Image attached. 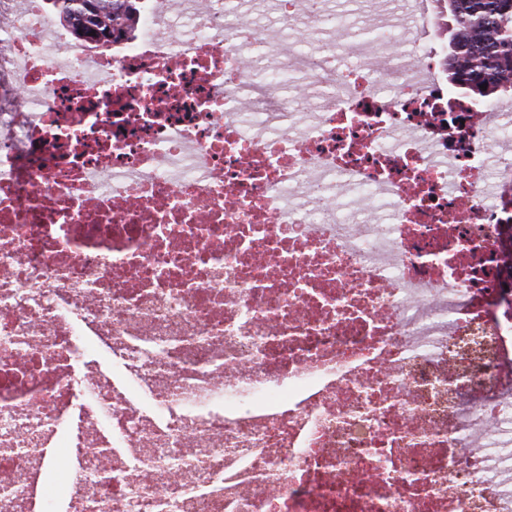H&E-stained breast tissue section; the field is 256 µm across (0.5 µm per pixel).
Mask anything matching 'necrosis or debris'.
Wrapping results in <instances>:
<instances>
[{"instance_id":"4bbe7bcc","label":"necrosis or debris","mask_w":512,"mask_h":512,"mask_svg":"<svg viewBox=\"0 0 512 512\" xmlns=\"http://www.w3.org/2000/svg\"><path fill=\"white\" fill-rule=\"evenodd\" d=\"M13 2L0 512H512V95L434 0L359 54L324 0ZM53 2L59 18L68 24L73 33L79 38L91 40H100L102 38L112 37L114 32H120L125 35L130 34L135 28V22L138 13L139 0H48ZM78 2H81L79 4ZM91 5L93 8L100 9L106 17L107 22L100 25L97 22L87 19L89 25H84L81 16L84 14H94L93 10L87 8ZM95 30V35L89 36V33ZM255 2L244 6L249 18L263 26L275 19V4L273 0H253Z\"/></svg>"}]
</instances>
